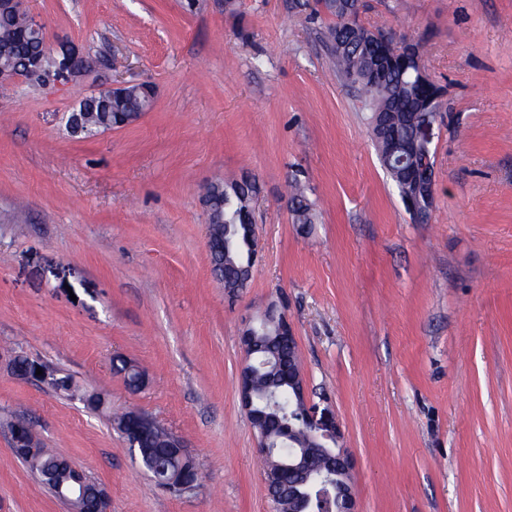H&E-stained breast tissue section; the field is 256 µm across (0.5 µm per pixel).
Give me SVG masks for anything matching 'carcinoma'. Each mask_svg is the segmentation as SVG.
I'll return each instance as SVG.
<instances>
[{"label":"carcinoma","instance_id":"cac0c4a2","mask_svg":"<svg viewBox=\"0 0 512 512\" xmlns=\"http://www.w3.org/2000/svg\"><path fill=\"white\" fill-rule=\"evenodd\" d=\"M322 10L334 17L336 22L329 28V36L336 60L337 72L347 81H352L361 92L362 103L370 112L374 132L377 133V150L382 165L398 190L406 187L404 171L412 168L424 174L433 167L431 150L420 151L407 156L400 166L388 164L389 150L394 144L393 136L401 139L413 137L414 127L407 120L410 112H439L441 102L435 100L439 91L434 84H422L413 64L400 56L392 57V62L383 70L373 73L368 63L378 55L384 45H393L386 33L371 31L357 14L348 13V0H316ZM27 29L26 19L12 13H0V66L16 71H28L31 57L44 51L43 41L37 37L20 38ZM142 92L129 93L121 100L107 98H85L79 110L85 112L84 123L99 130L125 122L131 113L138 112L144 105ZM258 192L256 181L251 178L216 181L206 189L205 198L211 203L215 213L223 214L224 220L233 225L225 229L215 225V238H224L228 245L216 244L210 252L214 274L227 285L243 282V268L249 264L250 249L245 237L250 232L251 202ZM294 221L297 224L313 223L312 207L300 187L292 186L290 198ZM265 319L260 321L253 337L256 353L252 364V384L258 399L257 407L267 418L251 420L256 433L267 435L274 440L288 435L285 448L277 450L272 458L264 460V472L274 479L272 504L275 512H293L288 503V495L293 490H304L296 483L302 480L299 471L288 468V449L300 454L308 447L313 427L305 421L286 418L288 412L296 410L301 402L295 396L290 380L301 370L297 346L288 343V337L281 335L279 313L268 309ZM112 369L123 376L127 386L138 382L136 365L122 356H115ZM59 392L71 399L88 400V394L77 387L67 375L59 376ZM170 433L160 426L146 430L133 450L141 466L151 475L156 486L178 477V469L191 467V475L198 472L197 465H188L178 456L171 455L168 448ZM30 470L54 494L66 503L70 512H75L77 504L62 494L74 483L73 468L50 448L42 449L40 455L27 462Z\"/></svg>","mask_w":512,"mask_h":512}]
</instances>
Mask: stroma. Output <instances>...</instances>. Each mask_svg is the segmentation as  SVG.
<instances>
[{
	"label": "stroma",
	"mask_w": 512,
	"mask_h": 512,
	"mask_svg": "<svg viewBox=\"0 0 512 512\" xmlns=\"http://www.w3.org/2000/svg\"><path fill=\"white\" fill-rule=\"evenodd\" d=\"M290 0H28L49 45L94 65L65 87L0 92V418L83 468L112 512H273L243 409L240 334L286 297L311 396H327L359 512H512V0H362L420 44L445 93L435 207L412 219L328 14ZM153 86L136 123L90 137L67 117L116 81ZM247 175L261 261L228 298L212 271L205 185ZM316 212L302 232L289 180ZM37 359L106 395L95 411L15 376ZM123 356L138 391L112 370ZM136 410L203 473L157 488L114 428ZM0 512H68L0 428Z\"/></svg>",
	"instance_id": "stroma-1"
}]
</instances>
